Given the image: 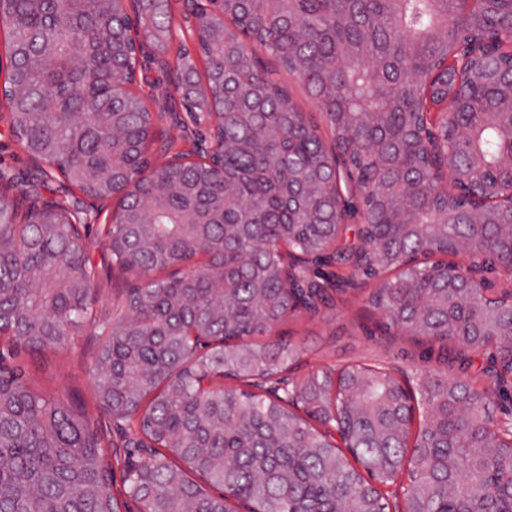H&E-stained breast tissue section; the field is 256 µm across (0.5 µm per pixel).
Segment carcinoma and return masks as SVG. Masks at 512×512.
<instances>
[{"label":"carcinoma","instance_id":"cac0c4a2","mask_svg":"<svg viewBox=\"0 0 512 512\" xmlns=\"http://www.w3.org/2000/svg\"><path fill=\"white\" fill-rule=\"evenodd\" d=\"M458 9L457 0H222L188 27L175 67L197 86L185 111L223 127L224 166L169 167L146 156L153 116L134 78L113 72L133 40L102 35L124 21L164 57L173 4L145 2L131 20L123 0H0L11 135L49 166L45 177L119 198L106 247L135 285L96 325L93 372L98 406L151 449L125 472L124 495L140 512H233L232 500L251 512H382L406 468L405 512H512V446L492 429L497 401L475 379L422 374L415 415L402 408V380L382 367L312 372L291 385L292 410L252 386L298 357L286 339L257 340L289 316L277 241L310 255L329 247L341 165L362 189L371 223L361 233L387 240L372 307L401 332L487 353L498 378H512L511 304L448 290L436 262L400 271L398 253L454 256L463 235L501 252L497 218L469 224L463 196L409 144L421 112L450 108L476 135L441 133L465 175L457 185L480 179L506 192L498 165L512 153V121L495 113L512 88V0H489L463 27ZM483 39L489 51L457 73L453 50ZM261 51L317 104L339 163ZM392 211L417 227L389 226ZM71 215L59 200L24 209L0 196V337L12 351H54L91 322L99 271ZM226 224L248 235L227 238ZM337 418L340 445L322 430ZM111 458L84 412L39 393L0 356V512H124Z\"/></svg>","mask_w":512,"mask_h":512}]
</instances>
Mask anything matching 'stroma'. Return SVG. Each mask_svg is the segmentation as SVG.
I'll return each mask as SVG.
<instances>
[{
    "instance_id": "stroma-1",
    "label": "stroma",
    "mask_w": 512,
    "mask_h": 512,
    "mask_svg": "<svg viewBox=\"0 0 512 512\" xmlns=\"http://www.w3.org/2000/svg\"><path fill=\"white\" fill-rule=\"evenodd\" d=\"M139 80L140 93L157 103L158 127L167 132L163 140L155 143L154 157L195 149L199 144L196 127L183 109L168 110V88L159 69L143 71ZM41 170V165L17 145L9 131L7 111L0 106V187L23 193L30 204L56 197L66 201L72 210L88 213L87 252L93 262L103 267L104 288L97 309L106 312L117 289L129 279L108 260L102 233L106 215L95 201L69 188L63 179L44 180ZM374 286V280L360 279L356 291L335 295L333 302L319 306L317 311L297 312L273 329V336L286 337L301 348L291 378H302L326 366L340 368L355 362L415 375L441 366L443 351L438 344L388 327L383 314L370 306L368 295ZM100 343V337L89 330L76 336L68 348L42 354L23 349L15 361L26 368L43 392L65 401L83 400L92 425L113 435L117 432L114 422L95 402L92 368Z\"/></svg>"
}]
</instances>
